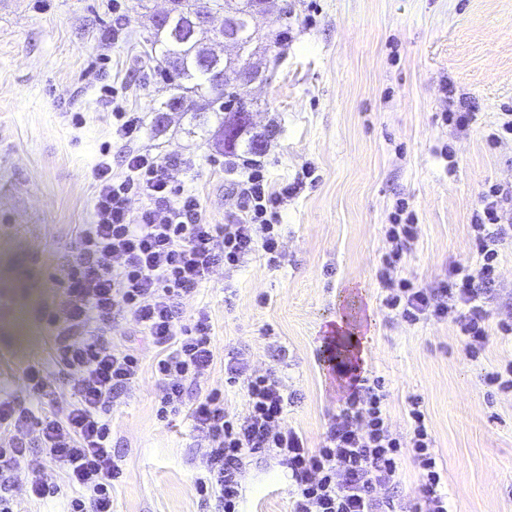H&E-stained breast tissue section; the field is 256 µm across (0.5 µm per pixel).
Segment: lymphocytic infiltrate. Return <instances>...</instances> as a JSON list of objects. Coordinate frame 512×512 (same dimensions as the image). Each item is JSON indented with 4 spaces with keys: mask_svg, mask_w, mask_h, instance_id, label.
Listing matches in <instances>:
<instances>
[{
    "mask_svg": "<svg viewBox=\"0 0 512 512\" xmlns=\"http://www.w3.org/2000/svg\"><path fill=\"white\" fill-rule=\"evenodd\" d=\"M112 116L116 135L128 146L125 169L116 175L108 161L95 164V220L81 225L70 244L64 308L41 313L52 329L56 372L48 374L39 363L25 370L37 402L50 399L60 384L69 388L72 401L38 414L0 391V512H15L11 488L23 471L31 476L35 499L56 496L66 486L72 491L67 512H112V489L124 472L112 452L108 412L143 374L138 350L112 334L122 313L131 315L156 350L159 416L188 412L205 441L207 468L196 477L195 489L216 497L223 512H241L242 481L255 457L287 468L295 485L291 512H401L393 497L378 490L395 484L406 457L420 476L411 512H448L445 468L421 405L412 402L406 435L393 433L382 378L351 376L341 413L315 448L286 423L290 399L280 377L253 370L241 351H227L224 383L244 391L246 414L227 411L218 388L188 398L187 382L212 366L215 351L206 310L192 323L182 322L184 297L220 265L238 268L258 255L279 267L281 210L305 181L299 176L275 189L262 161L230 162L238 215L225 224L206 223L198 196L172 188L174 161L134 148L142 129L138 113L116 104ZM135 198L143 202L136 213ZM471 229L478 264H454L436 287L414 286L397 275L416 230L413 212L398 201L387 230L392 248L382 258L379 281L384 306L409 323L440 321L449 307H462L460 331L475 358L489 340L485 300L497 278L500 248L512 231V185L496 183L482 193Z\"/></svg>",
    "mask_w": 512,
    "mask_h": 512,
    "instance_id": "obj_1",
    "label": "lymphocytic infiltrate"
}]
</instances>
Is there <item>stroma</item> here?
Segmentation results:
<instances>
[{
	"instance_id": "35a3bbf8",
	"label": "stroma",
	"mask_w": 512,
	"mask_h": 512,
	"mask_svg": "<svg viewBox=\"0 0 512 512\" xmlns=\"http://www.w3.org/2000/svg\"><path fill=\"white\" fill-rule=\"evenodd\" d=\"M167 0H0V385L26 400L24 370L52 364L51 331L39 320L63 306L69 242L92 223L101 155L123 170L126 147L112 104L140 113L135 143L176 161L174 185L195 192L210 224L237 211L215 144L214 114L169 113L150 14ZM288 41L264 58L266 81L245 88L252 133L272 130L260 150L272 183L314 168L317 180L290 199L280 267L250 257L216 268L184 298L183 318L211 317L215 360L189 389L224 391L245 413L240 388L224 385V351H248L257 370H275L291 396L286 423L317 447L339 414L344 378L324 359L325 329L341 293L359 290L353 323L366 341L362 368L385 381L394 432L405 434L421 400L448 470L450 512H512V392L485 381L512 362V239L486 303L491 339L466 354L459 314L408 324L382 306L380 259L397 200L417 215L416 237L398 274L436 286L457 262L477 264L471 216L488 184H512V145L486 135L512 110V0H288ZM474 112L469 129L444 123L450 95ZM455 153L447 169L442 147ZM138 385L112 405V449L124 470L112 512H221L194 489L206 470L205 443L187 413L156 415L159 381L145 355ZM292 481L277 461L246 467L243 512H290Z\"/></svg>"
}]
</instances>
